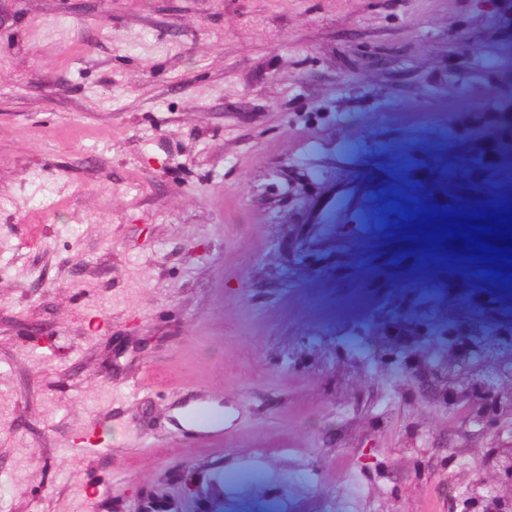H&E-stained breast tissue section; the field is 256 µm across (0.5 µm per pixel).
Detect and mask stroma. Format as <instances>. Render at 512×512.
Segmentation results:
<instances>
[{
    "label": "stroma",
    "instance_id": "stroma-1",
    "mask_svg": "<svg viewBox=\"0 0 512 512\" xmlns=\"http://www.w3.org/2000/svg\"><path fill=\"white\" fill-rule=\"evenodd\" d=\"M509 199L512 0H0V512H461ZM443 339L448 346V384L445 394L451 410L465 413V425L473 424L489 433H498L506 420L512 426V392L509 397L500 393V372L494 366L481 365L470 372L469 376L466 375L462 386L458 385L459 377H453L457 371H464L470 347L482 345L486 358L491 361L499 358L501 345L511 341L494 330L479 328L469 332L450 328L444 333Z\"/></svg>",
    "mask_w": 512,
    "mask_h": 512
}]
</instances>
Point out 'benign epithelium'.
<instances>
[{
    "mask_svg": "<svg viewBox=\"0 0 512 512\" xmlns=\"http://www.w3.org/2000/svg\"><path fill=\"white\" fill-rule=\"evenodd\" d=\"M448 346V384L445 390L448 406L466 415L465 424L476 425L481 430L497 433L504 421L512 423V395L500 393V372L485 364L470 372L463 383H458L455 373L467 365L469 348L481 345L488 360L498 359V350L506 337L494 330L473 329L463 332L448 329L443 335ZM490 462L502 481L482 483L488 497L500 505L499 512H512V441L497 445Z\"/></svg>",
    "mask_w": 512,
    "mask_h": 512,
    "instance_id": "benign-epithelium-1",
    "label": "benign epithelium"
}]
</instances>
